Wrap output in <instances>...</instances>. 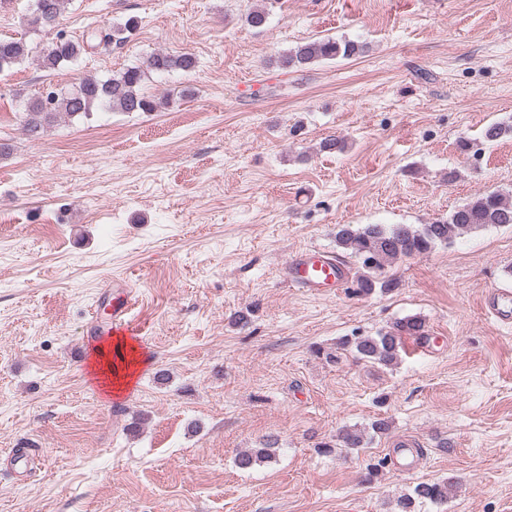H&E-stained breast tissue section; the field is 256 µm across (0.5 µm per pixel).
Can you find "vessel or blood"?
Returning <instances> with one entry per match:
<instances>
[{"label": "vessel or blood", "mask_w": 512, "mask_h": 512, "mask_svg": "<svg viewBox=\"0 0 512 512\" xmlns=\"http://www.w3.org/2000/svg\"><path fill=\"white\" fill-rule=\"evenodd\" d=\"M282 280L292 288L303 289L311 295H319L343 287L349 280L347 268L316 247L296 252L281 268ZM137 299L131 288H124L112 301V330L129 331L130 313ZM485 307L492 317L505 324L512 323V292L494 289L485 298ZM14 471L30 477L40 458L36 448H8L4 451Z\"/></svg>", "instance_id": "vessel-or-blood-1"}]
</instances>
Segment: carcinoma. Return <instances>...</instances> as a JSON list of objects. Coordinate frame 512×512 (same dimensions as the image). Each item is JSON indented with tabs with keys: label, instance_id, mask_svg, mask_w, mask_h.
<instances>
[{
	"label": "carcinoma",
	"instance_id": "obj_1",
	"mask_svg": "<svg viewBox=\"0 0 512 512\" xmlns=\"http://www.w3.org/2000/svg\"><path fill=\"white\" fill-rule=\"evenodd\" d=\"M43 5V21L36 31L53 33L55 37L40 51V60L45 69H56L72 63L87 52L89 43L63 36L58 27L64 0H40ZM137 21L130 17L125 23L114 27H100L95 34L96 49H105L112 43L123 42V34L136 27ZM35 47L24 39L0 40V73L28 58ZM363 52L358 43L333 37H324L304 42L282 53L274 63L281 70H301L322 61L351 59ZM195 58L190 54H170L164 51L151 53L143 63L123 69L102 80L82 77L68 90L50 91L28 101L19 121L23 130L33 140L61 115L70 117L88 116L98 104H106L114 112H152L156 107L142 87L148 75L188 72L194 69ZM512 136V123L494 122L486 126L481 134L485 142H494ZM512 224V202L499 192H478L470 200L453 210L448 218L437 220L415 228L407 224L384 227L368 224L355 228L350 224L340 226L336 242L345 251L358 259L361 267L355 279L358 290L366 295L375 290L388 292L397 283L383 276L385 266L402 258L430 252L436 245H448L460 235L488 225ZM425 321L418 316H408L393 324L388 331L374 336L345 338L342 346L351 349L357 356L383 366H390L399 357V349L406 336L425 335ZM342 447L363 448L365 434L360 430L346 429L339 437ZM277 441L268 440L259 448L241 452L236 459L241 469H252L275 458ZM451 484L446 480L420 482L412 493L396 501L398 512H415L419 503H443L448 500Z\"/></svg>",
	"mask_w": 512,
	"mask_h": 512
}]
</instances>
